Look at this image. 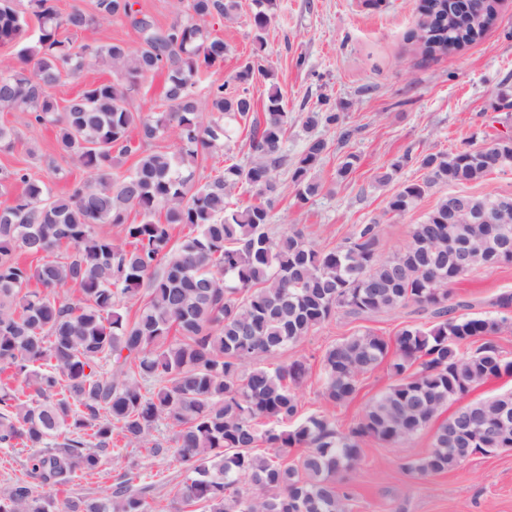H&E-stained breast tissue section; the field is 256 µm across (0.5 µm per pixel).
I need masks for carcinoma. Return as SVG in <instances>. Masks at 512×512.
<instances>
[{
	"mask_svg": "<svg viewBox=\"0 0 512 512\" xmlns=\"http://www.w3.org/2000/svg\"><path fill=\"white\" fill-rule=\"evenodd\" d=\"M253 5V59L201 97L198 84L228 51L207 23L216 15L234 21L239 0H185L183 16L166 27L137 18L131 0H95L94 13L74 7L63 16L56 0H29L37 36L17 59H0V112L57 127L59 157L84 179L55 194L25 169L0 170V191L22 185L0 203V447L29 449L24 476L0 487V512H148L147 488L131 490L125 474L92 499L59 505L40 492L99 474L115 435L186 474L171 512L194 504L204 512H350L338 475L359 462L364 439L405 441L475 386L512 375L493 341L512 326L505 316L512 291L496 296V311L471 317L453 315L449 292L471 271L512 257L494 250L495 225L448 223V194L387 257L379 224L358 225L328 250L297 230L270 233V212L285 191L278 173L288 165L281 149L288 124L299 118L313 129L338 116L331 108L299 117L287 110L273 70L260 65L279 0ZM497 14L498 0H422L411 38L428 57L447 55L475 41ZM112 19L130 21L140 45L73 41ZM28 28L14 0H0V44L24 42ZM97 64L113 79L59 105L50 89ZM159 71L166 109L132 111V93ZM257 78L269 89L253 119L247 85ZM248 118L250 160L197 179L198 159L226 146ZM170 132L174 150L144 149ZM491 143L418 157L425 179L402 184L386 211L402 215L435 187L512 168V140ZM328 148L312 137L294 162L299 202L320 192L311 171ZM117 154L136 156L134 166L116 170ZM411 160L396 159L379 182H391ZM245 188L254 201L232 206L233 193ZM133 212L139 221H129ZM178 225L192 232L174 242ZM466 237L470 263L458 268L450 251ZM21 254L36 263L21 262ZM142 290L147 300L132 316L127 303ZM409 306L430 313L432 324L408 325L392 342L371 332L350 336L321 357L323 396L334 404L352 400L360 377L390 360L395 382L346 432L324 414L300 415L305 362L250 366L340 312L365 319ZM505 406L512 411V391L460 406L437 428L429 452L405 469L440 474L487 453V434L460 451L448 444V428L473 417L493 421ZM162 420L171 431L165 442L151 439ZM261 445L266 451L254 452ZM289 448L301 450L292 465Z\"/></svg>",
	"mask_w": 512,
	"mask_h": 512,
	"instance_id": "cac0c4a2",
	"label": "carcinoma"
}]
</instances>
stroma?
Wrapping results in <instances>:
<instances>
[{"label": "stroma", "instance_id": "1", "mask_svg": "<svg viewBox=\"0 0 512 512\" xmlns=\"http://www.w3.org/2000/svg\"><path fill=\"white\" fill-rule=\"evenodd\" d=\"M420 0H387L379 10L362 0H280L279 15L268 28L263 59L273 69L290 112L300 113L322 101L335 106L339 125L307 130L289 126L282 143L289 157L301 154L310 135L323 137L329 150L314 177L320 195L300 204L293 191L275 203L269 223L272 233L302 231L316 244L333 248L361 224H382L380 252L389 256L409 242L412 225L422 223L433 209L439 190H431L411 211L397 216L386 202L399 184L423 180L424 172L408 163L395 182L378 185L376 176L404 153L456 152L489 142L512 130V112L496 109L501 89L512 90V0H501L494 24L473 43L433 59L421 55L411 33ZM252 0H240L239 18L228 23L210 19V30L230 47L221 69L210 74L223 82L253 52L249 24ZM18 136L13 148L0 147L1 168H23L50 182L62 193L79 182L82 172L62 163L56 151V129L31 123L23 112H0V125ZM352 132L341 141L342 129ZM359 157L347 179L336 176L345 154ZM512 291V265L480 267L450 287L453 301L465 302L467 315L491 309L502 291ZM428 315L414 308L397 309L368 319L338 315L297 344L272 357L256 358L255 366L272 367L295 359L307 361L311 374L298 392L302 413L321 412L348 430L360 421L367 406L394 379L387 367L364 375L356 397L333 404L322 396L319 361L324 351L342 339L367 331L394 339L406 325L429 324ZM452 408L438 413L423 430L402 444L373 439L363 445L359 465L341 475L350 494L352 512H512V452L476 454L440 475L408 473V459L427 452L440 423ZM133 469L135 487L149 486V512H169V492L181 483L177 464H162L145 449L117 446L104 453L99 475L56 490L57 500L94 497Z\"/></svg>", "mask_w": 512, "mask_h": 512}]
</instances>
